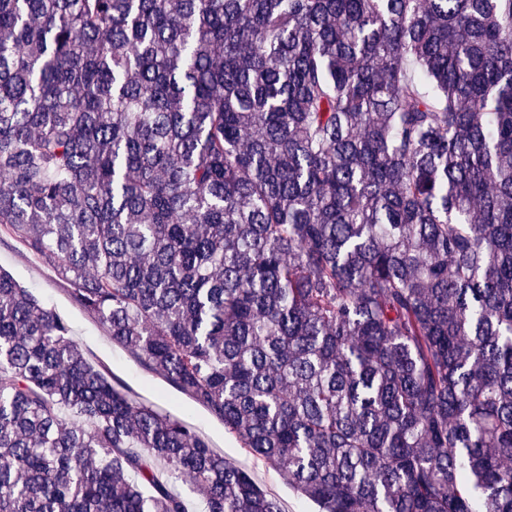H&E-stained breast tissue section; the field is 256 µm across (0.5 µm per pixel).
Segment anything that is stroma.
I'll list each match as a JSON object with an SVG mask.
<instances>
[{"instance_id": "stroma-1", "label": "stroma", "mask_w": 512, "mask_h": 512, "mask_svg": "<svg viewBox=\"0 0 512 512\" xmlns=\"http://www.w3.org/2000/svg\"><path fill=\"white\" fill-rule=\"evenodd\" d=\"M0 269L38 296L68 322L71 337L101 368L130 388L139 400L168 411L196 427L214 451L247 471L255 482L276 497L283 512H318L315 503L297 493L278 471L265 466L225 431L222 422L203 408L174 392L159 378L146 372L123 349L112 344L99 324L70 300L64 283L54 271L29 255L10 237L0 238Z\"/></svg>"}]
</instances>
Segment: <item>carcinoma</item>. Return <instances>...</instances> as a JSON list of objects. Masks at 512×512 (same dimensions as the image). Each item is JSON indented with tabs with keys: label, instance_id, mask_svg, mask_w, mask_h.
<instances>
[{
	"label": "carcinoma",
	"instance_id": "carcinoma-1",
	"mask_svg": "<svg viewBox=\"0 0 512 512\" xmlns=\"http://www.w3.org/2000/svg\"><path fill=\"white\" fill-rule=\"evenodd\" d=\"M320 512H512V0H0V233ZM282 512L0 270V512Z\"/></svg>",
	"mask_w": 512,
	"mask_h": 512
}]
</instances>
